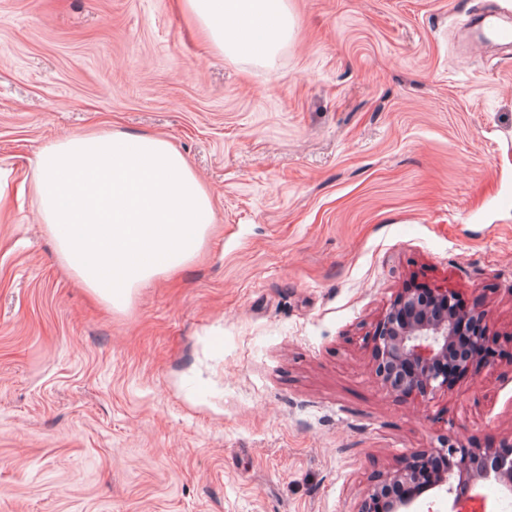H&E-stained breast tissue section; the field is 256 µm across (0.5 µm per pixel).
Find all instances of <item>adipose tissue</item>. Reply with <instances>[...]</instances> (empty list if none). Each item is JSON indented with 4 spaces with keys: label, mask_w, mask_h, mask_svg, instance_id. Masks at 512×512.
<instances>
[{
    "label": "adipose tissue",
    "mask_w": 512,
    "mask_h": 512,
    "mask_svg": "<svg viewBox=\"0 0 512 512\" xmlns=\"http://www.w3.org/2000/svg\"><path fill=\"white\" fill-rule=\"evenodd\" d=\"M214 50L267 66L291 38L288 0H180ZM33 194L59 256L95 297L125 308L137 288L200 250L212 200L165 138L64 136L35 161Z\"/></svg>",
    "instance_id": "1"
}]
</instances>
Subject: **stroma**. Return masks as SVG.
Instances as JSON below:
<instances>
[{
	"label": "stroma",
	"mask_w": 512,
	"mask_h": 512,
	"mask_svg": "<svg viewBox=\"0 0 512 512\" xmlns=\"http://www.w3.org/2000/svg\"><path fill=\"white\" fill-rule=\"evenodd\" d=\"M512 0H289L274 67L178 0H0V512H358L443 438L512 439V355L435 397L368 344L412 283L512 334ZM166 138L212 197L201 250L122 310L60 262L40 149Z\"/></svg>",
	"instance_id": "obj_1"
}]
</instances>
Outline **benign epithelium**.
<instances>
[{"instance_id": "7a95c632", "label": "benign epithelium", "mask_w": 512, "mask_h": 512, "mask_svg": "<svg viewBox=\"0 0 512 512\" xmlns=\"http://www.w3.org/2000/svg\"><path fill=\"white\" fill-rule=\"evenodd\" d=\"M419 288H404L390 308L377 321L372 333L374 373L380 385L401 398L428 397L448 387L457 374H466L495 355L494 340L488 334L472 337L474 351L463 358L448 359V341L454 335L456 321L464 316L480 320L476 308L464 311L457 296L444 288L429 290L438 306L437 312L419 304ZM440 459L448 470L432 478V486L447 483L448 475L463 480L494 476L512 484V440L497 448L465 447L450 440L440 448H425L398 466L380 474L369 488L360 512H411L413 500L385 498L383 493L399 484H412L421 478L422 460ZM454 512H483L476 496L462 498L455 494Z\"/></svg>"}]
</instances>
